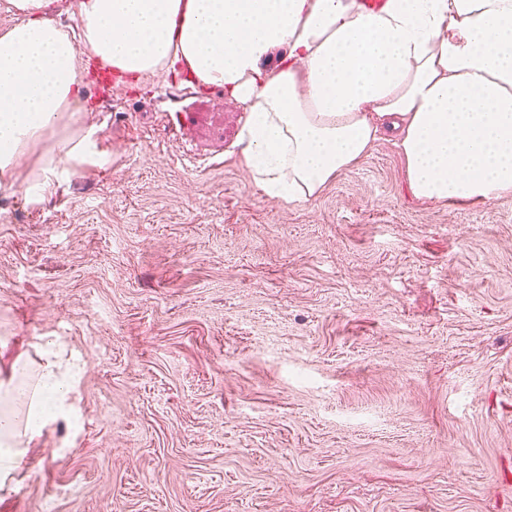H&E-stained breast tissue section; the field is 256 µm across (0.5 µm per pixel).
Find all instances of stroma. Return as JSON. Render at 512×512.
I'll return each instance as SVG.
<instances>
[{
  "mask_svg": "<svg viewBox=\"0 0 512 512\" xmlns=\"http://www.w3.org/2000/svg\"><path fill=\"white\" fill-rule=\"evenodd\" d=\"M85 95L101 163L0 191V366L85 364L0 512H512V198L416 199L386 133L287 204L223 91Z\"/></svg>",
  "mask_w": 512,
  "mask_h": 512,
  "instance_id": "1",
  "label": "stroma"
}]
</instances>
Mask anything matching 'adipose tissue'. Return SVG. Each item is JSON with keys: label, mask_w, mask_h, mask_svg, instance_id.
Wrapping results in <instances>:
<instances>
[{"label": "adipose tissue", "mask_w": 512, "mask_h": 512, "mask_svg": "<svg viewBox=\"0 0 512 512\" xmlns=\"http://www.w3.org/2000/svg\"><path fill=\"white\" fill-rule=\"evenodd\" d=\"M6 0L0 30V188L32 201L55 191L59 166L101 162L81 126L79 57L134 86L162 70L224 90L250 112L239 134L254 182L286 203L315 199L398 132L408 187L420 200L512 197V0ZM78 126L28 174L40 140ZM58 340L0 370V491H14L33 441L72 417L81 360L61 365Z\"/></svg>", "instance_id": "1"}]
</instances>
